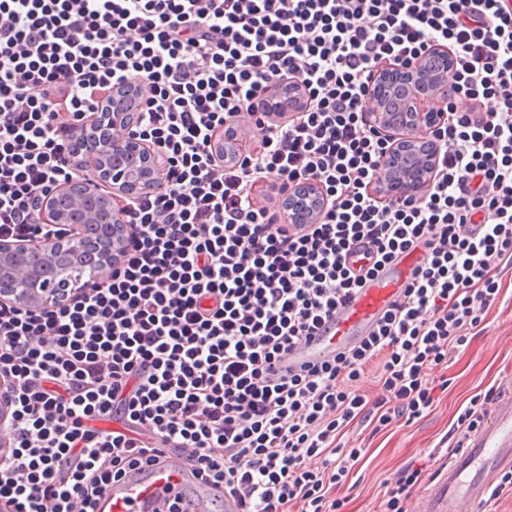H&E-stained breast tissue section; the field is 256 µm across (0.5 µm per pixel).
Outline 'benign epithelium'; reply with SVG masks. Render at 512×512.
I'll use <instances>...</instances> for the list:
<instances>
[{"label": "benign epithelium", "mask_w": 512, "mask_h": 512, "mask_svg": "<svg viewBox=\"0 0 512 512\" xmlns=\"http://www.w3.org/2000/svg\"><path fill=\"white\" fill-rule=\"evenodd\" d=\"M452 68L448 49L434 47L417 61L380 65L370 82L368 120L392 142L384 185L393 198L421 193L435 171L438 150L430 132L443 123V105L454 94ZM296 92L295 85L279 87L267 108L297 109ZM136 117L129 98H115L93 121L72 128L71 145L92 175L57 186L42 201L39 220L59 228L51 244L0 239V304L26 310L63 305L85 287L86 279H98L119 259L125 245L123 199L162 185L158 153L129 132ZM120 125L128 132L113 136L112 129ZM103 185L110 191L103 192ZM320 202L314 183L300 186L286 195L288 219L309 223Z\"/></svg>", "instance_id": "obj_1"}]
</instances>
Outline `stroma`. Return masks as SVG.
I'll return each instance as SVG.
<instances>
[{
  "instance_id": "35a3bbf8",
  "label": "stroma",
  "mask_w": 512,
  "mask_h": 512,
  "mask_svg": "<svg viewBox=\"0 0 512 512\" xmlns=\"http://www.w3.org/2000/svg\"><path fill=\"white\" fill-rule=\"evenodd\" d=\"M434 378H446L445 390L434 393V403L421 419L394 421L380 432L354 423L343 436L347 447L358 448L362 458L357 474L342 487L343 512H382L384 484L401 469H425L423 495L443 467V458L455 442L459 414L477 394L512 386V270L502 274L501 293L481 324L470 331L467 345L453 354L447 368L435 369Z\"/></svg>"
}]
</instances>
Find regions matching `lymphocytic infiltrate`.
Instances as JSON below:
<instances>
[{
	"instance_id": "f902f5d3",
	"label": "lymphocytic infiltrate",
	"mask_w": 512,
	"mask_h": 512,
	"mask_svg": "<svg viewBox=\"0 0 512 512\" xmlns=\"http://www.w3.org/2000/svg\"><path fill=\"white\" fill-rule=\"evenodd\" d=\"M434 46L456 58L438 166L420 194L388 199L367 86ZM288 81L304 109L265 111ZM125 83L164 185L126 199L122 258L68 303L0 304V512H99L164 448L239 512H340L362 454L344 429L421 418L433 370L512 267V0H0V238L51 242L35 204L85 174L70 129ZM231 128L252 145L227 160L214 141ZM306 182L325 205L289 223L279 198ZM422 245L357 347L276 374L367 276ZM373 365L370 397L355 384Z\"/></svg>"
}]
</instances>
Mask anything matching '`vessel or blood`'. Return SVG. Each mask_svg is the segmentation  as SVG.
Masks as SVG:
<instances>
[{
  "label": "vessel or blood",
  "instance_id": "vessel-or-blood-1",
  "mask_svg": "<svg viewBox=\"0 0 512 512\" xmlns=\"http://www.w3.org/2000/svg\"><path fill=\"white\" fill-rule=\"evenodd\" d=\"M424 249L408 251L367 278L351 299L300 340L276 366L278 374L299 370L348 350L372 329L377 320L399 299ZM512 470V391L501 392L491 404L485 421L470 433L462 451L439 472V481L422 500L413 501L408 512H477L489 490L507 470ZM184 492L191 512H236L232 499H221L211 486L196 480L184 458L164 453L159 463L134 470L112 484L103 499V512H168L175 492Z\"/></svg>",
  "mask_w": 512,
  "mask_h": 512
}]
</instances>
